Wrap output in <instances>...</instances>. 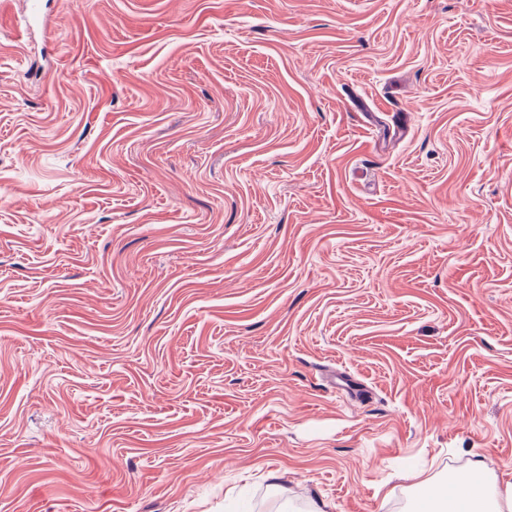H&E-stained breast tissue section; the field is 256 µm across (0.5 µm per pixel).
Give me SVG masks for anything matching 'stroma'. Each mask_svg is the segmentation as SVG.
Masks as SVG:
<instances>
[{
    "label": "stroma",
    "instance_id": "1",
    "mask_svg": "<svg viewBox=\"0 0 512 512\" xmlns=\"http://www.w3.org/2000/svg\"><path fill=\"white\" fill-rule=\"evenodd\" d=\"M47 2L0 6V512L512 484V0Z\"/></svg>",
    "mask_w": 512,
    "mask_h": 512
}]
</instances>
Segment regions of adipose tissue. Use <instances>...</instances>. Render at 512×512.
I'll return each mask as SVG.
<instances>
[{
    "mask_svg": "<svg viewBox=\"0 0 512 512\" xmlns=\"http://www.w3.org/2000/svg\"><path fill=\"white\" fill-rule=\"evenodd\" d=\"M482 462L454 476L446 485L430 479H417L415 487L428 512H512V484L505 488L482 479Z\"/></svg>",
    "mask_w": 512,
    "mask_h": 512,
    "instance_id": "adipose-tissue-1",
    "label": "adipose tissue"
}]
</instances>
